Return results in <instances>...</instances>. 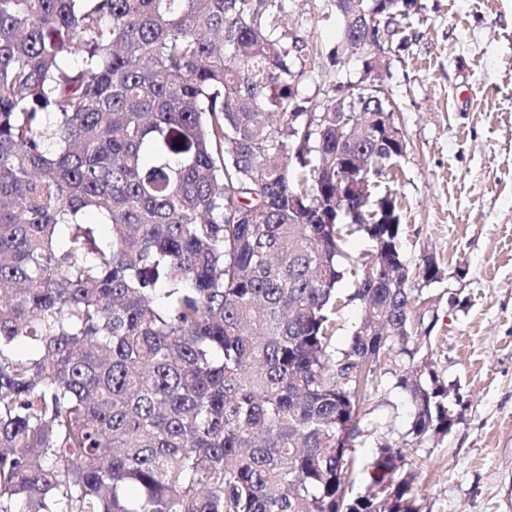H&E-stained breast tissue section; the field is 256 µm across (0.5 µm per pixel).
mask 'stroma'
I'll list each match as a JSON object with an SVG mask.
<instances>
[{
	"label": "stroma",
	"instance_id": "1",
	"mask_svg": "<svg viewBox=\"0 0 512 512\" xmlns=\"http://www.w3.org/2000/svg\"><path fill=\"white\" fill-rule=\"evenodd\" d=\"M408 42L387 47L381 82L407 141L383 177L397 192L409 265L434 256L412 317L457 403L447 435L409 448L420 512H512V0H419ZM298 35L326 51L337 22L323 0H288ZM396 364L365 403L367 434L348 482L370 483L378 441L405 437L409 397Z\"/></svg>",
	"mask_w": 512,
	"mask_h": 512
}]
</instances>
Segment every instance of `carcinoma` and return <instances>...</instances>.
I'll use <instances>...</instances> for the list:
<instances>
[{"label":"carcinoma","mask_w":512,"mask_h":512,"mask_svg":"<svg viewBox=\"0 0 512 512\" xmlns=\"http://www.w3.org/2000/svg\"><path fill=\"white\" fill-rule=\"evenodd\" d=\"M326 5L378 78L368 11L417 0ZM328 83L286 0H0V512H418L402 445L346 492L384 363L412 440L453 404L379 181L394 105ZM360 316L358 306L345 307L336 318V348H345Z\"/></svg>","instance_id":"obj_1"}]
</instances>
